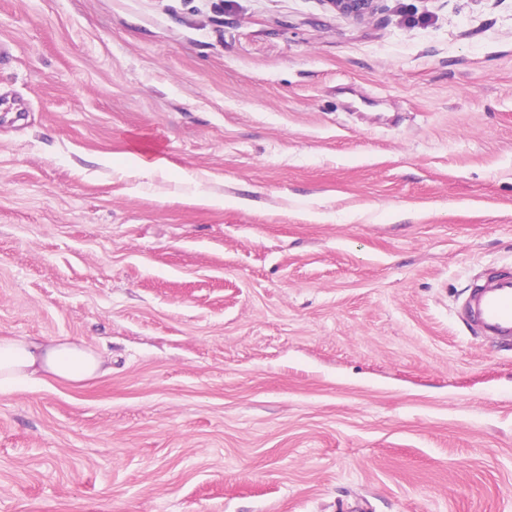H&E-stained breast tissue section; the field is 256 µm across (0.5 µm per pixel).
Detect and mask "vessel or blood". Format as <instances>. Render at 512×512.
Here are the masks:
<instances>
[{
	"mask_svg": "<svg viewBox=\"0 0 512 512\" xmlns=\"http://www.w3.org/2000/svg\"><path fill=\"white\" fill-rule=\"evenodd\" d=\"M468 310L480 335L512 338V275L484 274L473 286Z\"/></svg>",
	"mask_w": 512,
	"mask_h": 512,
	"instance_id": "b4317fda",
	"label": "vessel or blood"
}]
</instances>
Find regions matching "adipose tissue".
<instances>
[{
    "mask_svg": "<svg viewBox=\"0 0 512 512\" xmlns=\"http://www.w3.org/2000/svg\"><path fill=\"white\" fill-rule=\"evenodd\" d=\"M105 358L66 337L0 336V393L54 378L82 382L96 377Z\"/></svg>",
    "mask_w": 512,
    "mask_h": 512,
    "instance_id": "ef3b65f1",
    "label": "adipose tissue"
}]
</instances>
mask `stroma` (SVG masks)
<instances>
[{
    "instance_id": "1",
    "label": "stroma",
    "mask_w": 512,
    "mask_h": 512,
    "mask_svg": "<svg viewBox=\"0 0 512 512\" xmlns=\"http://www.w3.org/2000/svg\"><path fill=\"white\" fill-rule=\"evenodd\" d=\"M0 45V336L111 359L0 395V512H512L459 311L512 271V0H0ZM337 13L352 18L365 19L372 15L383 0H326ZM135 157L136 175L145 177L149 176L168 165L166 158L155 151L142 150Z\"/></svg>"
}]
</instances>
